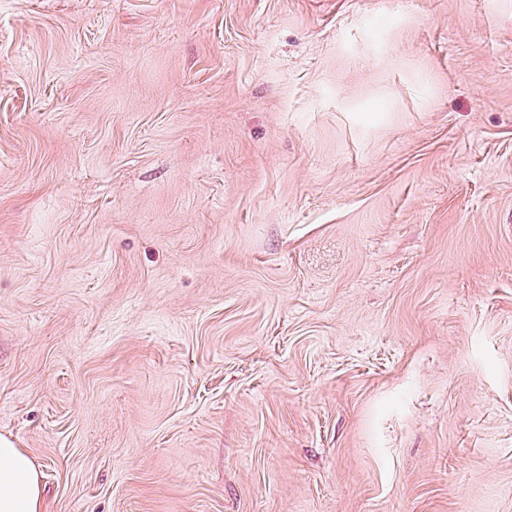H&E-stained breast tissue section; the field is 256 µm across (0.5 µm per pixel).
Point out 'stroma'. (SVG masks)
I'll list each match as a JSON object with an SVG mask.
<instances>
[{
  "label": "stroma",
  "instance_id": "obj_1",
  "mask_svg": "<svg viewBox=\"0 0 512 512\" xmlns=\"http://www.w3.org/2000/svg\"><path fill=\"white\" fill-rule=\"evenodd\" d=\"M0 435L46 512H512V0H0Z\"/></svg>",
  "mask_w": 512,
  "mask_h": 512
}]
</instances>
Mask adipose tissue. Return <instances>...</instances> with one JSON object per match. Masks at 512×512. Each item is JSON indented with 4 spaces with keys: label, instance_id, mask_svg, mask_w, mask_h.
Segmentation results:
<instances>
[{
    "label": "adipose tissue",
    "instance_id": "adipose-tissue-1",
    "mask_svg": "<svg viewBox=\"0 0 512 512\" xmlns=\"http://www.w3.org/2000/svg\"><path fill=\"white\" fill-rule=\"evenodd\" d=\"M0 512H45L40 474L32 458L0 436Z\"/></svg>",
    "mask_w": 512,
    "mask_h": 512
}]
</instances>
